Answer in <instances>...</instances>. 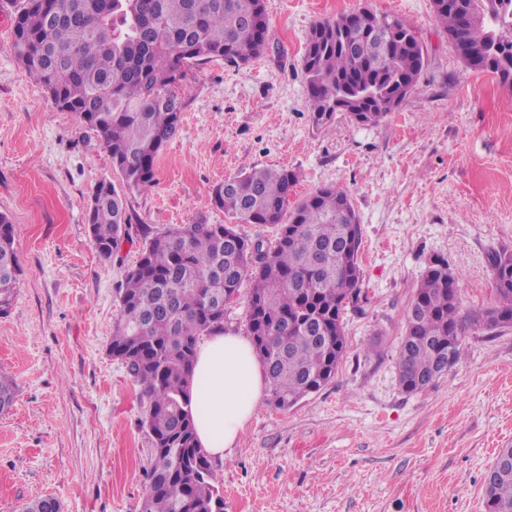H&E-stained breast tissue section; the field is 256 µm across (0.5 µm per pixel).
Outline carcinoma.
Wrapping results in <instances>:
<instances>
[{"mask_svg": "<svg viewBox=\"0 0 512 512\" xmlns=\"http://www.w3.org/2000/svg\"><path fill=\"white\" fill-rule=\"evenodd\" d=\"M11 50L55 106L74 113L112 157L126 187L156 180L161 150L180 132V95L187 70L213 60L236 66L261 57L269 26L264 0H14ZM436 21L452 42L462 38L464 63L512 85V0H433ZM371 29L369 10L315 24L303 74L316 124L340 101L358 123L387 115L374 96L416 88L425 64L422 44L407 25L383 53L354 43L347 18ZM297 175L259 168L229 177L211 203L245 224H271V245L253 242L233 224L197 221L149 234L119 289L120 313L110 354L141 387V419L153 444L141 512H224L223 484L196 440L190 387L198 342L225 331L228 307L249 285L245 319L262 364L270 403L285 409L319 391L336 374L346 350L343 314L361 294L360 222L348 192L325 186L289 205ZM104 258L129 234L126 204L112 182L95 185L86 212ZM496 304L491 329L512 327V251L488 254ZM21 267L10 218L0 214V314L8 312ZM459 294L447 263L422 276L406 315L398 358L401 386L423 392L462 356ZM15 382L0 376V413L14 402ZM485 512H512V461L484 484Z\"/></svg>", "mask_w": 512, "mask_h": 512, "instance_id": "carcinoma-1", "label": "carcinoma"}]
</instances>
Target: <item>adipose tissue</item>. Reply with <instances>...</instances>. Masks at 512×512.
<instances>
[{"label": "adipose tissue", "instance_id": "1", "mask_svg": "<svg viewBox=\"0 0 512 512\" xmlns=\"http://www.w3.org/2000/svg\"><path fill=\"white\" fill-rule=\"evenodd\" d=\"M267 389L251 341L238 333L216 334L197 350L191 408L199 445L223 457L241 438Z\"/></svg>", "mask_w": 512, "mask_h": 512}]
</instances>
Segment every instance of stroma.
<instances>
[{"mask_svg":"<svg viewBox=\"0 0 512 512\" xmlns=\"http://www.w3.org/2000/svg\"><path fill=\"white\" fill-rule=\"evenodd\" d=\"M269 47L246 66L187 73L179 135L157 180L126 190L112 158L59 110L11 52L0 5V213L15 227L20 286L0 315V370L16 383L0 413V512L40 497L61 512H140L152 443L140 388L107 353L117 291L146 242L197 220L230 223L210 202L225 178L288 168L298 201L346 189L362 225L358 309L335 377L294 407L261 401L215 467L224 512H484V479L512 448V327L488 328L487 254L512 250V89L469 68L432 0H264ZM367 8L401 19L425 65L415 90L374 125L338 112L313 124L302 58L312 26ZM110 180L133 229L110 258L86 224ZM459 289L463 355L426 391L398 382L406 314L427 265Z\"/></svg>","mask_w":512,"mask_h":512,"instance_id":"obj_1","label":"stroma"}]
</instances>
